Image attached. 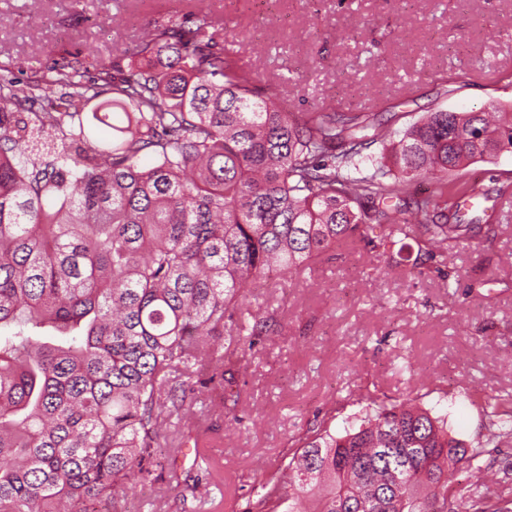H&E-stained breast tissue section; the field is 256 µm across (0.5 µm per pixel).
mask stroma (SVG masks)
Segmentation results:
<instances>
[{"instance_id":"1","label":"stroma","mask_w":512,"mask_h":512,"mask_svg":"<svg viewBox=\"0 0 512 512\" xmlns=\"http://www.w3.org/2000/svg\"><path fill=\"white\" fill-rule=\"evenodd\" d=\"M207 17L216 39L294 115L397 112L398 129L438 109L512 102V0H0V74L20 82L85 59L124 57L148 22ZM450 96H442L444 87ZM455 181L484 196L469 224H493L484 250L450 247L447 275L391 267L356 243L281 288L251 287L271 327L235 376L237 420L206 403L197 499L166 481L138 488L128 512H246L264 474L315 418L343 432L370 398L418 396L453 435L477 444L483 399L512 394V153Z\"/></svg>"}]
</instances>
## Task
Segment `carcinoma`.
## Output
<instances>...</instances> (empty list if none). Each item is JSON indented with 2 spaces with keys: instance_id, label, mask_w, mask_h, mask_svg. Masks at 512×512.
<instances>
[{
  "instance_id": "1",
  "label": "carcinoma",
  "mask_w": 512,
  "mask_h": 512,
  "mask_svg": "<svg viewBox=\"0 0 512 512\" xmlns=\"http://www.w3.org/2000/svg\"><path fill=\"white\" fill-rule=\"evenodd\" d=\"M136 62L83 63L24 87L0 79V512H122L129 484L199 479L175 466L184 394L241 367L269 316L242 303L270 272L298 276L358 240L397 266L417 246L494 228L448 223V173L512 152V112H306L265 98L209 32L149 24ZM52 97L50 111L25 106ZM150 153L149 168L138 165ZM435 180L408 195L421 176ZM469 446L416 404L376 397L359 424L323 419L292 440L249 512H512V464L478 478L483 449L512 442V395L484 400Z\"/></svg>"
}]
</instances>
